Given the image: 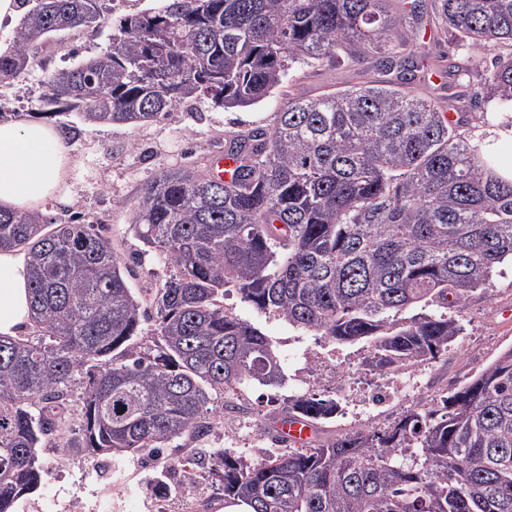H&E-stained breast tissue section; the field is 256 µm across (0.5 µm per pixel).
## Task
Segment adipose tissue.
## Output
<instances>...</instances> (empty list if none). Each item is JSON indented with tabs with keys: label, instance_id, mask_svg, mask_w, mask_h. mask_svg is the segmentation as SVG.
Listing matches in <instances>:
<instances>
[{
	"label": "adipose tissue",
	"instance_id": "obj_1",
	"mask_svg": "<svg viewBox=\"0 0 512 512\" xmlns=\"http://www.w3.org/2000/svg\"><path fill=\"white\" fill-rule=\"evenodd\" d=\"M79 162L51 124L0 122V209L34 212L51 201L71 204ZM30 324L23 255L0 250V335L17 336Z\"/></svg>",
	"mask_w": 512,
	"mask_h": 512
}]
</instances>
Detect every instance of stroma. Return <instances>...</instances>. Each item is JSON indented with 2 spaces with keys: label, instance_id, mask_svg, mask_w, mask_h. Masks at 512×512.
Instances as JSON below:
<instances>
[{
  "label": "stroma",
  "instance_id": "35a3bbf8",
  "mask_svg": "<svg viewBox=\"0 0 512 512\" xmlns=\"http://www.w3.org/2000/svg\"><path fill=\"white\" fill-rule=\"evenodd\" d=\"M154 4L155 0H99L105 24L44 41L31 72L23 80L0 88V105L9 112L40 111L46 73L102 54L111 42L113 25L121 17ZM380 78V73L366 63H315L298 71L294 91L315 97ZM281 102L276 93L258 105L227 110L210 100L196 99L159 120L135 126L84 125L73 113L52 118L55 126L62 122L80 125V135L69 142L80 168L74 204H46L42 215L49 224H91L111 237L115 250L129 266L127 280L133 294L145 298L171 269L157 254L144 251L131 228L144 186L161 171L211 163L244 131L274 127ZM224 308L268 337L286 376L282 386L249 383L230 392L214 393L216 407L225 410L214 430L201 441L174 440L153 456L142 452L112 458H64L57 449H39L46 475L37 492L20 499L19 512H153L157 496L147 481L155 477L169 486L175 512H224V491L213 471L225 449H233L247 463L264 458L274 446L267 429L289 397L313 393L339 399L342 414L318 428L315 441L383 430L411 405L464 386L475 371L511 348L512 264L500 266L485 290L475 292L462 309L453 311L463 332L446 355L409 365L415 385L406 399L389 393L397 373L370 370L368 344L329 341L257 312L233 290L225 293ZM184 458L193 459L190 470H183L180 461Z\"/></svg>",
  "mask_w": 512,
  "mask_h": 512
}]
</instances>
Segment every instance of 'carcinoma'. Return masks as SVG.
Listing matches in <instances>:
<instances>
[{
	"label": "carcinoma",
	"instance_id": "obj_1",
	"mask_svg": "<svg viewBox=\"0 0 512 512\" xmlns=\"http://www.w3.org/2000/svg\"><path fill=\"white\" fill-rule=\"evenodd\" d=\"M26 8L0 84L25 76L40 42L103 21L96 0H20ZM436 31L472 48L512 47V0H432ZM419 0H157L128 14L110 49L46 78L56 116L89 124L155 121L188 99L247 108L290 88L278 123L239 135L236 181L169 169L144 187L135 235L176 273L152 289L156 349L134 344L146 311L124 258L92 224H45L0 210V248L29 265L36 335H0V512L40 486L38 448L139 453L208 434L210 391L279 386L280 360L252 323L224 311L234 289L255 310L333 342H364L369 366L436 359L462 334L457 320L396 315L451 309L512 260V180L497 175L512 148V54L489 74V106L471 129L412 94ZM370 61L390 75L315 98L291 91L303 65ZM432 65L472 74L447 54ZM112 364L101 368L105 359ZM88 381L80 422L70 385ZM332 396L288 400L281 419L318 424ZM224 499L248 512H512V348L438 401L415 404L384 430L246 464L224 451Z\"/></svg>",
	"mask_w": 512,
	"mask_h": 512
}]
</instances>
